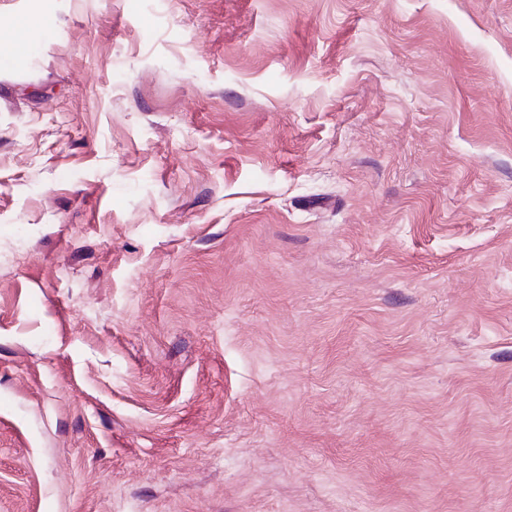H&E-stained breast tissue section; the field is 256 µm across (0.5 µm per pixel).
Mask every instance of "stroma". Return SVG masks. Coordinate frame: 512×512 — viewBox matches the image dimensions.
I'll return each mask as SVG.
<instances>
[{"mask_svg": "<svg viewBox=\"0 0 512 512\" xmlns=\"http://www.w3.org/2000/svg\"><path fill=\"white\" fill-rule=\"evenodd\" d=\"M46 5L0 512H512V0Z\"/></svg>", "mask_w": 512, "mask_h": 512, "instance_id": "1", "label": "stroma"}]
</instances>
